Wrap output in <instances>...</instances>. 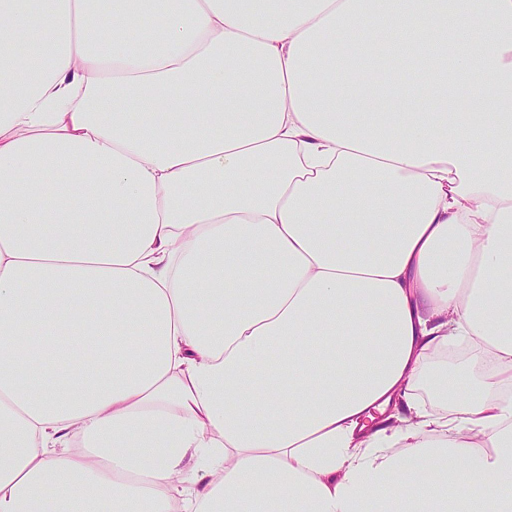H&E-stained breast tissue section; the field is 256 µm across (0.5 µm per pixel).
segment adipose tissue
Returning <instances> with one entry per match:
<instances>
[{
    "label": "adipose tissue",
    "mask_w": 512,
    "mask_h": 512,
    "mask_svg": "<svg viewBox=\"0 0 512 512\" xmlns=\"http://www.w3.org/2000/svg\"><path fill=\"white\" fill-rule=\"evenodd\" d=\"M105 503L512 512V0H0V512ZM446 366L448 367V370H463V374L467 377L478 374L483 368V365L472 358L470 354L463 352L452 357L447 356V358L441 359L436 363H432L429 366V372H431V368Z\"/></svg>",
    "instance_id": "adipose-tissue-1"
}]
</instances>
